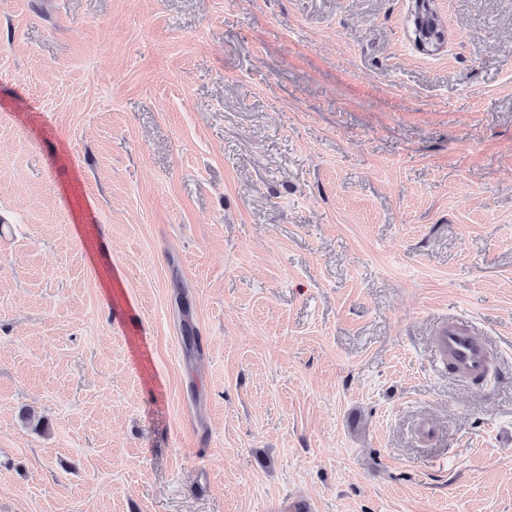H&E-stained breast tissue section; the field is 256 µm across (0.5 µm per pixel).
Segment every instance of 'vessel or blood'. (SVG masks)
Instances as JSON below:
<instances>
[{
	"mask_svg": "<svg viewBox=\"0 0 512 512\" xmlns=\"http://www.w3.org/2000/svg\"><path fill=\"white\" fill-rule=\"evenodd\" d=\"M437 345L441 353L447 356L463 375L478 378L488 369L487 346L467 324L452 322L440 329Z\"/></svg>",
	"mask_w": 512,
	"mask_h": 512,
	"instance_id": "b4317fda",
	"label": "vessel or blood"
}]
</instances>
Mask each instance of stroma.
I'll return each mask as SVG.
<instances>
[{
  "label": "stroma",
  "instance_id": "35a3bbf8",
  "mask_svg": "<svg viewBox=\"0 0 512 512\" xmlns=\"http://www.w3.org/2000/svg\"><path fill=\"white\" fill-rule=\"evenodd\" d=\"M436 7L0 0V512H512V0ZM414 17L420 23L421 28L429 35L436 36L439 32L445 31L440 16L438 15L432 0H414ZM436 340L441 353L448 357L461 374L479 378L487 371V346L469 325L448 323V326L440 329Z\"/></svg>",
  "mask_w": 512,
  "mask_h": 512
}]
</instances>
